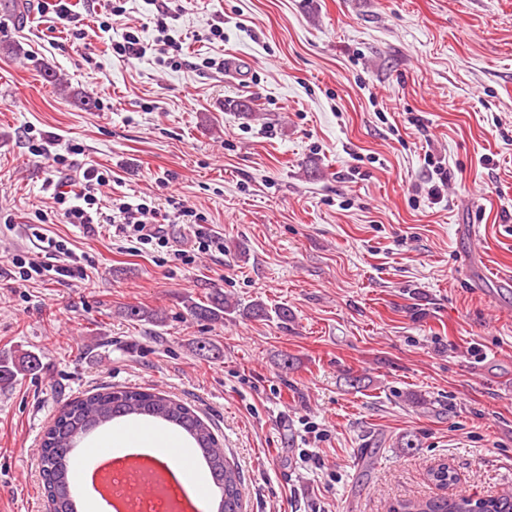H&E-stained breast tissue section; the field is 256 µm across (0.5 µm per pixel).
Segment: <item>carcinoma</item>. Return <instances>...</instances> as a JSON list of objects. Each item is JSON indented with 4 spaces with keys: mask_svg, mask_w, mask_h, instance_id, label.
<instances>
[{
    "mask_svg": "<svg viewBox=\"0 0 512 512\" xmlns=\"http://www.w3.org/2000/svg\"><path fill=\"white\" fill-rule=\"evenodd\" d=\"M186 308L195 320L203 322L221 321L225 315L234 312L246 319L266 315L263 304L256 302L243 307L219 288L212 290L201 302L187 300ZM121 315L130 322H163L160 311L139 305L125 307ZM192 345L201 356L215 360L222 357L220 350L205 338L193 340ZM40 368V358L34 354H1L0 385H11L18 377L32 375ZM122 417L158 419L185 434L218 482V512H243L241 474L226 459L223 444L213 426L183 401L156 389L140 387H102L77 397L64 405L45 429L41 436L39 461L44 495L51 512H78L72 494L77 443ZM388 512H512V494L479 499L464 495L402 501L391 505Z\"/></svg>",
    "mask_w": 512,
    "mask_h": 512,
    "instance_id": "obj_1",
    "label": "carcinoma"
}]
</instances>
